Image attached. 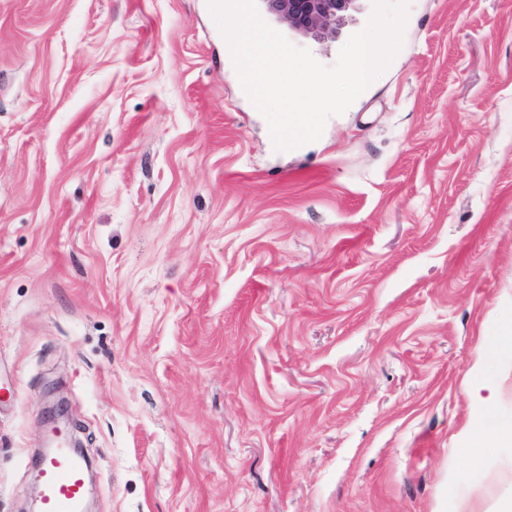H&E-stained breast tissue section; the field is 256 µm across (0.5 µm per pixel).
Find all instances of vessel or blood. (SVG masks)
I'll return each mask as SVG.
<instances>
[{
    "instance_id": "vessel-or-blood-1",
    "label": "vessel or blood",
    "mask_w": 512,
    "mask_h": 512,
    "mask_svg": "<svg viewBox=\"0 0 512 512\" xmlns=\"http://www.w3.org/2000/svg\"><path fill=\"white\" fill-rule=\"evenodd\" d=\"M51 440L54 448L40 469L41 512H82L87 491L86 462L71 452L66 433L53 432Z\"/></svg>"
}]
</instances>
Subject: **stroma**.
Here are the masks:
<instances>
[{"mask_svg": "<svg viewBox=\"0 0 512 512\" xmlns=\"http://www.w3.org/2000/svg\"><path fill=\"white\" fill-rule=\"evenodd\" d=\"M374 9L267 22L330 66ZM510 321L512 0H408L290 151L208 0H0V512L58 401L92 512H494Z\"/></svg>", "mask_w": 512, "mask_h": 512, "instance_id": "35a3bbf8", "label": "stroma"}]
</instances>
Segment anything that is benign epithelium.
<instances>
[{
    "mask_svg": "<svg viewBox=\"0 0 512 512\" xmlns=\"http://www.w3.org/2000/svg\"><path fill=\"white\" fill-rule=\"evenodd\" d=\"M264 10L303 33L333 34L352 0H261Z\"/></svg>",
    "mask_w": 512,
    "mask_h": 512,
    "instance_id": "1",
    "label": "benign epithelium"
}]
</instances>
